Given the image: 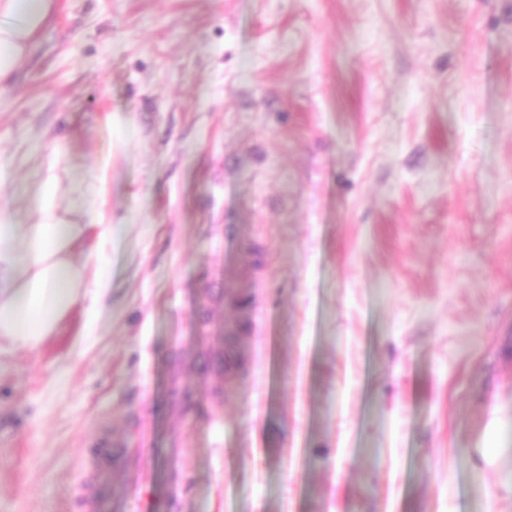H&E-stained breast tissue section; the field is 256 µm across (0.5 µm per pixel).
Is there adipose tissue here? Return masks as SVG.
I'll return each instance as SVG.
<instances>
[{"mask_svg": "<svg viewBox=\"0 0 512 512\" xmlns=\"http://www.w3.org/2000/svg\"><path fill=\"white\" fill-rule=\"evenodd\" d=\"M55 0H0V88L49 26ZM89 230L45 200L36 220L0 222V342L36 348L55 335L74 305L97 307L110 277L74 252Z\"/></svg>", "mask_w": 512, "mask_h": 512, "instance_id": "1", "label": "adipose tissue"}]
</instances>
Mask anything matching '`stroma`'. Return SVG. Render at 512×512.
Masks as SVG:
<instances>
[{
	"label": "stroma",
	"instance_id": "obj_1",
	"mask_svg": "<svg viewBox=\"0 0 512 512\" xmlns=\"http://www.w3.org/2000/svg\"><path fill=\"white\" fill-rule=\"evenodd\" d=\"M57 2L0 217L112 286L0 346V512H512V0Z\"/></svg>",
	"mask_w": 512,
	"mask_h": 512
}]
</instances>
